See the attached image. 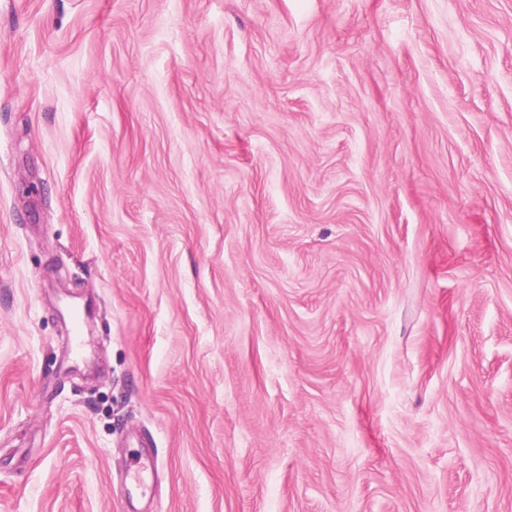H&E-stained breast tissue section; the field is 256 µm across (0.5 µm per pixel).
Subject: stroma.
Wrapping results in <instances>:
<instances>
[{
    "label": "stroma",
    "mask_w": 512,
    "mask_h": 512,
    "mask_svg": "<svg viewBox=\"0 0 512 512\" xmlns=\"http://www.w3.org/2000/svg\"><path fill=\"white\" fill-rule=\"evenodd\" d=\"M0 512H512V0H0Z\"/></svg>",
    "instance_id": "35a3bbf8"
}]
</instances>
